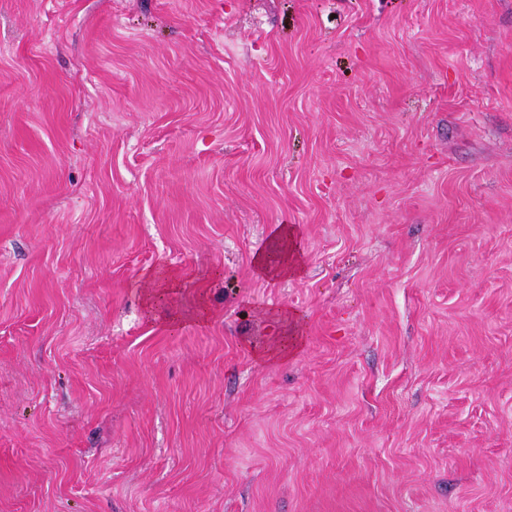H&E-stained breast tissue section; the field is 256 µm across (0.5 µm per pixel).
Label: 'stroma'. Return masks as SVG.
I'll list each match as a JSON object with an SVG mask.
<instances>
[{"label":"stroma","mask_w":512,"mask_h":512,"mask_svg":"<svg viewBox=\"0 0 512 512\" xmlns=\"http://www.w3.org/2000/svg\"><path fill=\"white\" fill-rule=\"evenodd\" d=\"M0 512H512V0H0ZM277 235L272 246V251L277 253L276 258L258 257L255 260V267L264 278L288 279L301 272L302 260L296 253L293 230L287 226H281ZM188 278V273L180 269H164L151 275L149 280L155 282L148 285L143 292L144 308L148 314L152 316L156 312L160 295L176 290Z\"/></svg>","instance_id":"obj_1"}]
</instances>
